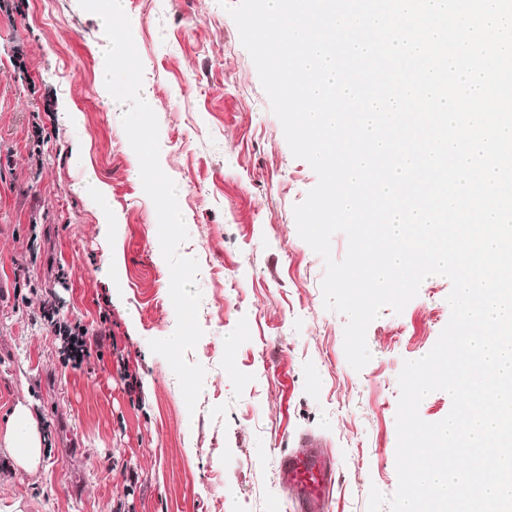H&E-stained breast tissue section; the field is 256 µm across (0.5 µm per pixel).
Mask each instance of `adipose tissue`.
Here are the masks:
<instances>
[{"mask_svg": "<svg viewBox=\"0 0 512 512\" xmlns=\"http://www.w3.org/2000/svg\"><path fill=\"white\" fill-rule=\"evenodd\" d=\"M42 441L40 424L31 407L17 404L0 430V447L6 448L15 465L33 471L42 462Z\"/></svg>", "mask_w": 512, "mask_h": 512, "instance_id": "1", "label": "adipose tissue"}]
</instances>
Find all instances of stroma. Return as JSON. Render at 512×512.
<instances>
[{
  "label": "stroma",
  "mask_w": 512,
  "mask_h": 512,
  "mask_svg": "<svg viewBox=\"0 0 512 512\" xmlns=\"http://www.w3.org/2000/svg\"><path fill=\"white\" fill-rule=\"evenodd\" d=\"M126 9L189 232L180 252L200 266L204 335L187 359L204 388L188 411L149 347L176 315L126 107L102 79L101 18L78 0H0V423L31 403L45 449L33 472L0 449V512H293L278 462L304 433L336 459L330 512H367L370 487L397 488V377L446 326L451 284L429 277L402 313L383 309L371 361L351 368L346 319L325 309L324 262L293 214L317 176L293 157L235 22L218 0ZM79 151L89 169L73 166ZM75 322L89 330L78 366L56 331Z\"/></svg>",
  "instance_id": "obj_1"
}]
</instances>
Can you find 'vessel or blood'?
Masks as SVG:
<instances>
[{
    "label": "vessel or blood",
    "instance_id": "obj_1",
    "mask_svg": "<svg viewBox=\"0 0 512 512\" xmlns=\"http://www.w3.org/2000/svg\"><path fill=\"white\" fill-rule=\"evenodd\" d=\"M336 460L320 440L306 436L279 458L278 479L287 489L296 512H326L336 482Z\"/></svg>",
    "mask_w": 512,
    "mask_h": 512
}]
</instances>
